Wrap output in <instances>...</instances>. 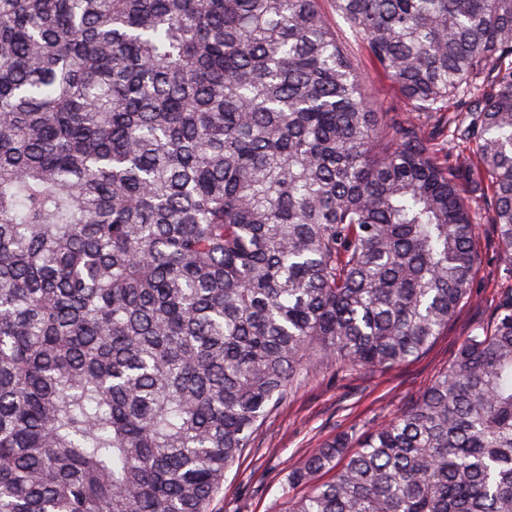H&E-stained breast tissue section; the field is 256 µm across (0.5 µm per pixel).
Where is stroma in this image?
Here are the masks:
<instances>
[{
	"label": "stroma",
	"mask_w": 512,
	"mask_h": 512,
	"mask_svg": "<svg viewBox=\"0 0 512 512\" xmlns=\"http://www.w3.org/2000/svg\"><path fill=\"white\" fill-rule=\"evenodd\" d=\"M475 243L483 262L475 302L461 308L417 358L382 371L323 366L305 374L265 418L254 446L227 472L211 512H288L290 499L307 492L290 487L288 474L314 448L336 434L355 437L389 421L447 369L468 332L490 324L500 293L512 287L498 274L500 252L491 225H479Z\"/></svg>",
	"instance_id": "obj_1"
}]
</instances>
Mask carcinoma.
Here are the masks:
<instances>
[{
    "mask_svg": "<svg viewBox=\"0 0 512 512\" xmlns=\"http://www.w3.org/2000/svg\"><path fill=\"white\" fill-rule=\"evenodd\" d=\"M0 0V512H209L315 364L512 279V0ZM288 512H512V289ZM335 477L323 482L327 471ZM319 4L322 11L327 16L330 25L336 29V34L339 38L349 42L356 55L361 58L363 76L375 97L374 102L377 112H388L391 108L399 105L401 99L396 85L390 78L374 70L366 62L361 55L360 46L357 45L358 41H355L349 26L343 18L338 16L332 9L331 0H321Z\"/></svg>",
    "mask_w": 512,
    "mask_h": 512,
    "instance_id": "carcinoma-1",
    "label": "carcinoma"
}]
</instances>
